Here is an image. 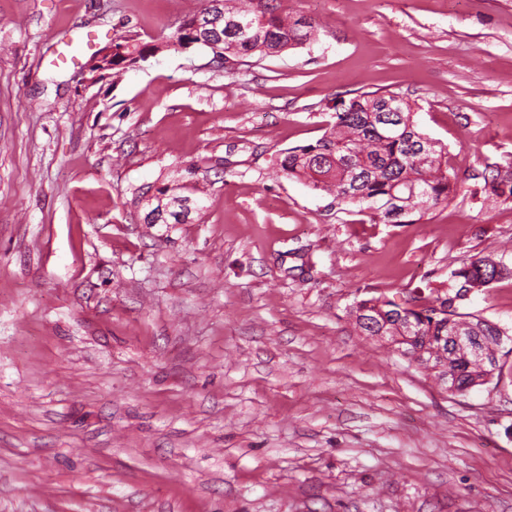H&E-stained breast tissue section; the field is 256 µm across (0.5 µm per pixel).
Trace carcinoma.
<instances>
[{
	"label": "carcinoma",
	"mask_w": 512,
	"mask_h": 512,
	"mask_svg": "<svg viewBox=\"0 0 512 512\" xmlns=\"http://www.w3.org/2000/svg\"><path fill=\"white\" fill-rule=\"evenodd\" d=\"M283 0H207L211 26L196 27L198 15L184 20L171 35L157 44H143L129 37L112 45V69L121 71L164 48L185 49L200 45L213 59L228 67L252 55L277 56L317 40L319 28L307 18L292 20ZM335 121L314 143L284 150L274 160L276 173L299 181L312 190L334 197L339 205L357 206L383 224H406L410 217L448 205L458 191V178L450 174L448 150L423 133L414 121L415 112L399 92H354L336 96ZM167 209L157 205L146 215L149 224H166L190 210V199L168 195ZM491 194L512 202V172L491 181ZM512 268L504 257L481 256L453 270L446 297L460 288L485 290L504 278ZM368 317L398 313L399 305L386 297H366ZM463 302L440 312L426 306L416 313L414 335L441 343L454 330L471 329L483 318L462 313Z\"/></svg>",
	"instance_id": "1"
}]
</instances>
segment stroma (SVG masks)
Returning a JSON list of instances; mask_svg holds the SVG:
<instances>
[{"label": "stroma", "instance_id": "obj_1", "mask_svg": "<svg viewBox=\"0 0 512 512\" xmlns=\"http://www.w3.org/2000/svg\"><path fill=\"white\" fill-rule=\"evenodd\" d=\"M203 5L0 0V512H512V353L453 394L348 316L512 248V0H285L318 42L95 70ZM376 90L461 185L412 224L269 175ZM162 187L198 210L147 223ZM464 309L512 331V278Z\"/></svg>", "mask_w": 512, "mask_h": 512}]
</instances>
